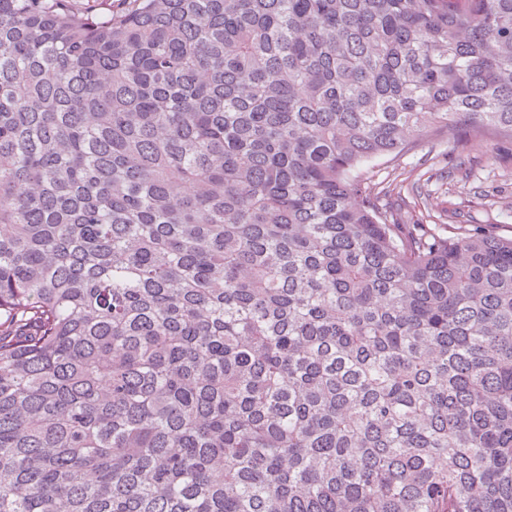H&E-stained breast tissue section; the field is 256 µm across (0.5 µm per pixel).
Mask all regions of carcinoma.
<instances>
[{"label": "carcinoma", "instance_id": "obj_1", "mask_svg": "<svg viewBox=\"0 0 512 512\" xmlns=\"http://www.w3.org/2000/svg\"><path fill=\"white\" fill-rule=\"evenodd\" d=\"M0 0V512H512V239L359 170L512 139V0Z\"/></svg>", "mask_w": 512, "mask_h": 512}]
</instances>
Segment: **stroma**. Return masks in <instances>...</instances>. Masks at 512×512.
Returning <instances> with one entry per match:
<instances>
[{"label":"stroma","instance_id":"stroma-1","mask_svg":"<svg viewBox=\"0 0 512 512\" xmlns=\"http://www.w3.org/2000/svg\"><path fill=\"white\" fill-rule=\"evenodd\" d=\"M363 171L405 224L443 237L459 224L512 238V141L462 129L458 139H422L403 155L375 158Z\"/></svg>","mask_w":512,"mask_h":512}]
</instances>
